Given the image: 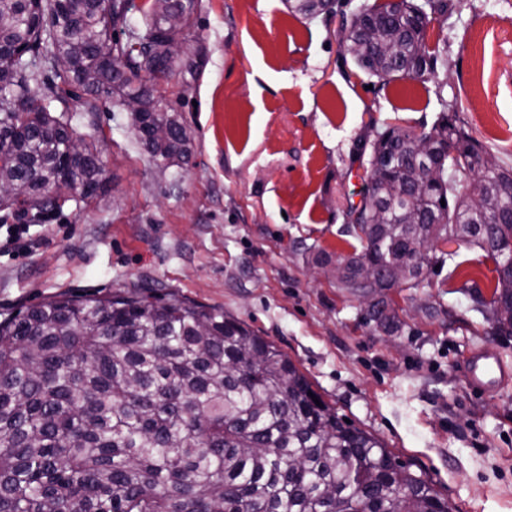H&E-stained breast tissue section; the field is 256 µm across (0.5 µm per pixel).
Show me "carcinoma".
Instances as JSON below:
<instances>
[{
	"label": "carcinoma",
	"mask_w": 512,
	"mask_h": 512,
	"mask_svg": "<svg viewBox=\"0 0 512 512\" xmlns=\"http://www.w3.org/2000/svg\"><path fill=\"white\" fill-rule=\"evenodd\" d=\"M289 3L306 17L325 13V0ZM193 8L194 0H0V191L30 223L62 210L53 190L63 178L97 195L94 144L67 162L71 122L115 96H140L129 120L155 164L188 161L181 116L134 79L176 74L170 48L184 29L168 17ZM447 13V0H429L423 13L399 0L366 6L343 26L360 69L384 82L418 79L435 73L422 50L427 26ZM366 29L393 41V53L364 39ZM33 84L46 107H30ZM160 126L168 136L156 139ZM426 140L442 164L439 182L424 178ZM367 147L369 164L389 161L391 170L347 212L346 232L362 250H321L314 263L343 265V287L354 293L358 266L377 265L375 294L418 287L440 262L430 244L476 245L497 272L486 318L511 336L512 319L493 307L512 304V168L484 172L480 143L446 115L420 133L387 127ZM368 316L389 331L398 323L382 299ZM311 390L246 324L176 293H61L27 305L0 319V512H453L426 478Z\"/></svg>",
	"instance_id": "carcinoma-1"
}]
</instances>
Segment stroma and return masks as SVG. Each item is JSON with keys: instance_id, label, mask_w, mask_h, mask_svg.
<instances>
[{"instance_id": "35a3bbf8", "label": "stroma", "mask_w": 512, "mask_h": 512, "mask_svg": "<svg viewBox=\"0 0 512 512\" xmlns=\"http://www.w3.org/2000/svg\"><path fill=\"white\" fill-rule=\"evenodd\" d=\"M186 31L197 74L158 85L191 136L182 168L151 162L123 106L74 123L106 140L100 188L0 234V313L54 295L148 287L223 309L285 353L323 399L423 474L457 512H512V384L471 392L463 363L512 335L477 311L497 274L478 247L420 287L384 300L400 323L369 321L360 296L319 274L317 251L359 203L375 129H430L451 112L497 162L512 165V0H448L426 32L437 72L384 82L361 70L342 16L308 19L287 0H195Z\"/></svg>"}]
</instances>
